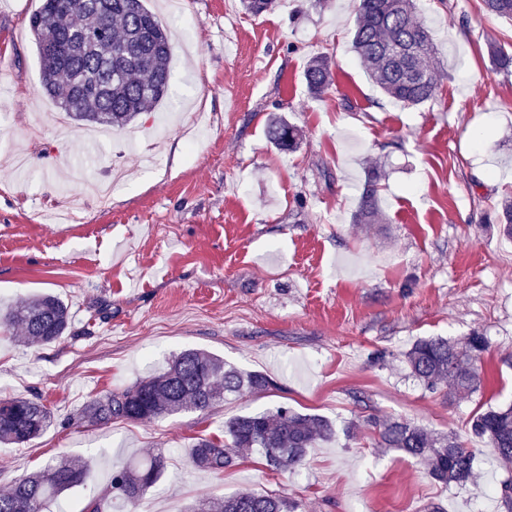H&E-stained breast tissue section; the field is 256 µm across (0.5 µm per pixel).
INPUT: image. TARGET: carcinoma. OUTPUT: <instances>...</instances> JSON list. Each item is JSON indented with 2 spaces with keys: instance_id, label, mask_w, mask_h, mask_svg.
Wrapping results in <instances>:
<instances>
[{
  "instance_id": "1",
  "label": "carcinoma",
  "mask_w": 512,
  "mask_h": 512,
  "mask_svg": "<svg viewBox=\"0 0 512 512\" xmlns=\"http://www.w3.org/2000/svg\"><path fill=\"white\" fill-rule=\"evenodd\" d=\"M484 3L488 14L512 19V0ZM243 7L256 16L274 9L276 0H243ZM29 26L45 94L73 123L122 129L154 109L169 91L173 45L146 0H42L41 8L30 16ZM352 43L370 78L388 97L406 106H419L435 98L437 80L429 64L435 46L428 26L416 14L414 0H359ZM304 77L315 95L332 85L324 57L309 61ZM268 133L280 150L295 149L294 126L274 121ZM381 177L378 168L368 170L355 223L382 222ZM498 220L503 236L512 238V200H504ZM69 325L67 304L50 293L0 311L1 330L19 328L28 340L43 345L59 340ZM488 348L484 334L474 330L459 341L419 339L404 358L412 375L428 389L445 388L448 398L456 399L481 388L482 360ZM269 385L262 373H243L216 355L187 349L161 373L92 400L81 420L101 425L114 420L150 422L182 412L206 413L228 394L262 392ZM53 419L50 409L39 402L1 399L0 443L27 444ZM372 426L381 447L421 461L434 481L448 486L472 480L474 451L460 434L436 433L407 419L374 420ZM470 432L487 441L504 467H512V405L476 413ZM335 434L336 428L328 419L280 406L228 419L224 437L197 439L190 448V459L199 471L217 472L236 465L257 448L270 469L296 471L306 465L310 449ZM164 469V456L156 454L113 471L108 492L88 500L79 512H108L114 499L136 503L158 482ZM87 471L88 465L78 461H51L0 494V512H44L49 502L83 485ZM299 509L298 501L276 493L242 491L201 499L186 512Z\"/></svg>"
}]
</instances>
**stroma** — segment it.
Returning a JSON list of instances; mask_svg holds the SVG:
<instances>
[{"label": "stroma", "mask_w": 512, "mask_h": 512, "mask_svg": "<svg viewBox=\"0 0 512 512\" xmlns=\"http://www.w3.org/2000/svg\"><path fill=\"white\" fill-rule=\"evenodd\" d=\"M163 14L176 40L169 93L154 111L88 150L45 126L29 18L41 0H0V304L59 296L71 325L56 343L0 333V398L46 405L53 424L23 447L0 444V494L48 461L89 465L84 486L45 512H77L113 469L160 453L167 468L138 505L184 512L201 498L275 492L301 512H507L512 480L473 416L512 404V20L482 0H417L436 45L435 98L407 107L369 79L352 46L357 0H278L259 16L240 0H183ZM331 57L320 97L304 70ZM296 126L295 150L268 138ZM121 167L110 207L92 187ZM383 173L384 220L352 215L369 167ZM482 332L485 381L449 401L413 378L419 339ZM185 349L268 376L266 392L153 423H82L93 399L162 371ZM382 353L373 361V353ZM287 406L337 434L304 468L272 471L252 454L215 473L188 450L234 416ZM401 417L467 437L472 482L449 487L378 447L370 417Z\"/></svg>", "instance_id": "35a3bbf8"}]
</instances>
